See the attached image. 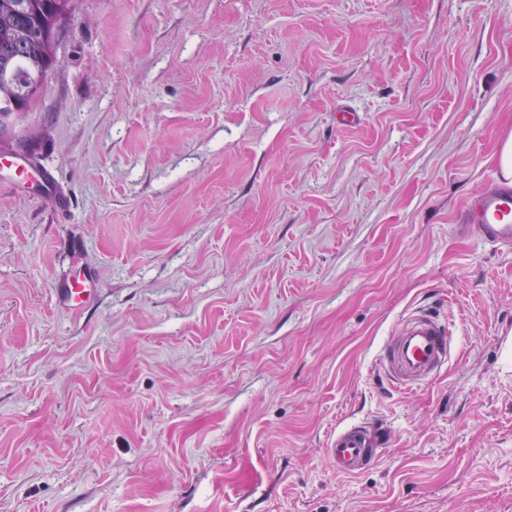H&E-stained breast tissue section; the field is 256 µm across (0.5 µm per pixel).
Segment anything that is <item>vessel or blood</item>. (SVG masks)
Here are the masks:
<instances>
[{"mask_svg": "<svg viewBox=\"0 0 512 512\" xmlns=\"http://www.w3.org/2000/svg\"><path fill=\"white\" fill-rule=\"evenodd\" d=\"M0 178L21 188L38 183L40 195L53 198L60 213H68L73 207L72 198L55 175L35 167L22 155L0 158ZM460 224L475 233L483 245L511 248L512 177L495 176L491 186L471 196L463 207ZM92 282L91 272L79 270L62 283L59 294L71 306H84L93 298ZM451 339L452 327L439 314L429 309L414 310L383 344L380 366L396 388H420L443 373ZM384 442L383 434L372 427L346 426L330 438L326 454L338 474L353 476L376 463Z\"/></svg>", "mask_w": 512, "mask_h": 512, "instance_id": "1", "label": "vessel or blood"}]
</instances>
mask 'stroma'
Instances as JSON below:
<instances>
[{"label":"stroma","instance_id":"1","mask_svg":"<svg viewBox=\"0 0 512 512\" xmlns=\"http://www.w3.org/2000/svg\"><path fill=\"white\" fill-rule=\"evenodd\" d=\"M55 41L0 116L74 199L0 184V512H512V249L457 228L512 0H70ZM424 305L455 340L404 394ZM361 420L386 450L337 474ZM93 275L91 271L80 269L71 275L57 289L62 300L74 307H81L93 299ZM449 321L429 309H416L396 327L380 351V366L392 384L414 390L440 376L451 346ZM384 435L366 425L346 426L328 441L325 453L336 472L345 476L359 474L378 460Z\"/></svg>","mask_w":512,"mask_h":512}]
</instances>
